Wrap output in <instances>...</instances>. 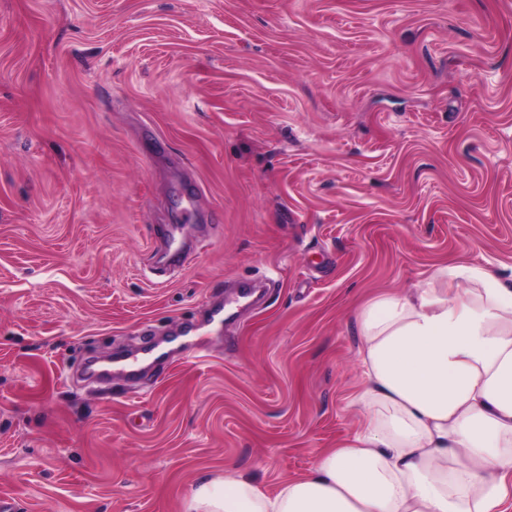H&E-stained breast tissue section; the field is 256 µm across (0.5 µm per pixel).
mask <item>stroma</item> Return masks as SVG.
<instances>
[{
    "label": "stroma",
    "instance_id": "obj_1",
    "mask_svg": "<svg viewBox=\"0 0 512 512\" xmlns=\"http://www.w3.org/2000/svg\"><path fill=\"white\" fill-rule=\"evenodd\" d=\"M443 262L512 273V0H0L15 512L275 492L362 417L358 306Z\"/></svg>",
    "mask_w": 512,
    "mask_h": 512
}]
</instances>
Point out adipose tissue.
Masks as SVG:
<instances>
[{
    "mask_svg": "<svg viewBox=\"0 0 512 512\" xmlns=\"http://www.w3.org/2000/svg\"><path fill=\"white\" fill-rule=\"evenodd\" d=\"M358 320L359 427L274 493L228 473L183 512H512V284L444 262Z\"/></svg>",
    "mask_w": 512,
    "mask_h": 512,
    "instance_id": "1",
    "label": "adipose tissue"
}]
</instances>
